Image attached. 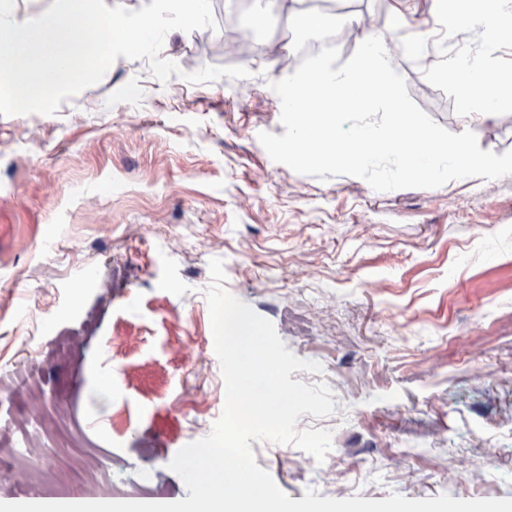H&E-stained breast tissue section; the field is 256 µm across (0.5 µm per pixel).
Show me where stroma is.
<instances>
[{
  "label": "stroma",
  "mask_w": 512,
  "mask_h": 512,
  "mask_svg": "<svg viewBox=\"0 0 512 512\" xmlns=\"http://www.w3.org/2000/svg\"><path fill=\"white\" fill-rule=\"evenodd\" d=\"M300 2L259 16L254 0H212L214 28L166 35L161 56L181 70L168 82L121 57L55 114L0 116V437L26 442L29 469L78 456L34 442L43 422L21 389L28 371L44 411L102 451L115 486L146 478L148 500L187 498L169 464L225 401L193 374H221L206 298L219 258L224 289L319 363L333 392L334 411L316 420L331 463L251 444L291 499L512 498V175L378 192L273 162L258 135L285 132L271 85L300 64L295 46L330 37L344 62L361 43L329 7L321 28L299 24ZM231 32L253 38L258 83L185 81L234 65ZM404 68L415 103L460 132L424 64ZM472 130L481 149L512 150V114ZM71 331L76 365L52 357Z\"/></svg>",
  "instance_id": "35a3bbf8"
}]
</instances>
